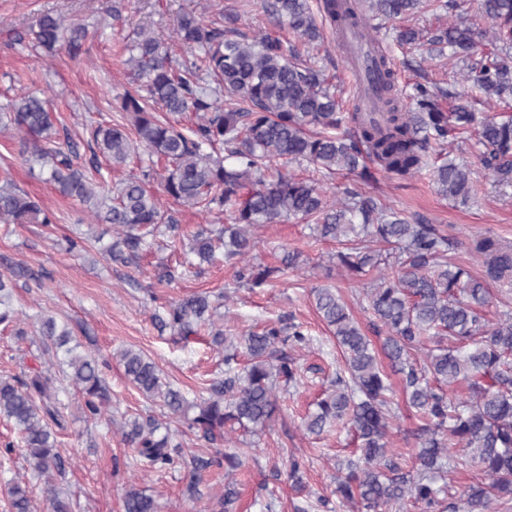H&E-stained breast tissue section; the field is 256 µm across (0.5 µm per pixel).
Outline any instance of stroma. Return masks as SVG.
<instances>
[{
    "instance_id": "stroma-1",
    "label": "stroma",
    "mask_w": 512,
    "mask_h": 512,
    "mask_svg": "<svg viewBox=\"0 0 512 512\" xmlns=\"http://www.w3.org/2000/svg\"><path fill=\"white\" fill-rule=\"evenodd\" d=\"M189 5L209 19L217 17L222 7L236 8L241 15L238 30L247 36L277 31L264 0H0V106L7 104L13 90L45 91L53 99L59 143L73 144L80 162H87L88 120L122 118L118 98L127 87L121 52L124 40L138 23L172 39L177 17ZM46 11L88 24L85 54L39 57L28 42L18 41V34ZM312 54L337 94L351 100L353 80L335 34L325 31L323 43ZM393 54L399 82L407 87L426 80L445 83L450 76L460 77L467 71L461 57H448L424 41L405 50L394 48ZM474 143L475 134L470 131L449 139L446 150L448 157L466 160L471 168L473 192L465 203L438 195L425 173L401 188L380 170L375 182L365 183L348 173L317 175L305 164L291 163L287 169L301 177L317 176L327 197L348 186L366 196L383 195L389 206L406 215L427 217L447 234L449 261L477 275L481 264L469 250L472 236L491 232L512 240V185H498L488 177ZM19 150L16 130L0 127V166L11 164L15 183L38 197L58 222L50 229L40 224H0V272L17 266L31 272L30 277L16 278L13 296L26 336L0 330V379H24L29 367L47 360L46 342L36 328L40 316L49 313L68 324L83 348L104 361L114 416L159 415V408L127 381L114 353L125 347L142 351L174 387L195 399L212 380L223 378V353L212 345L208 331L184 341L170 329L159 328L153 316L163 313L170 301L202 290H224L230 295L228 306L218 308L214 315L225 335L239 337L284 318L303 324L310 338L308 347L302 349L290 341L280 343V350L295 358L303 378L298 387L278 389V409L269 429L233 433L244 452L242 467L229 476L214 467L202 470L193 493L186 488V472L197 457H212L215 450L199 440L185 421H169L172 443L184 450L178 463L160 472H137L132 449L104 423L85 420L81 395L68 380L58 378L67 419V428L58 437L65 468L60 486L65 496L77 501L79 512H123L124 495L132 487L153 495L161 512H215L228 484L236 488L238 498L226 512H348L335 488L338 467L356 456L353 435L341 426L319 436L309 435L301 426L302 417L312 410L342 365L336 341L316 313L312 288H338L362 329H369L372 319L358 281L328 261L335 242L316 239L305 224H269L256 235L251 252L255 262L273 266L279 264L284 251L296 248L302 253L300 267L277 281L254 288L237 285L238 261L221 258L185 279L160 283L152 276L154 267L175 264L180 255L171 246L173 237H159L140 267L105 261L99 247L111 242V225L94 223L82 205L62 197L48 181V168L24 162ZM76 236L85 238V250H69L67 240ZM293 455L305 463L298 488L287 478L288 459ZM16 481L27 484L34 512H48L44 482L26 471L23 459L15 453L0 455V512H10L7 491Z\"/></svg>"
}]
</instances>
